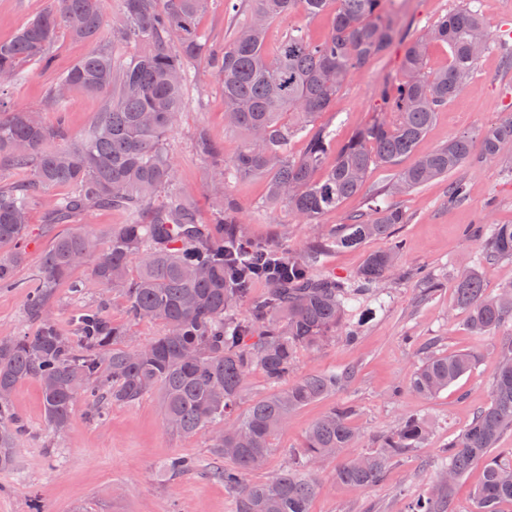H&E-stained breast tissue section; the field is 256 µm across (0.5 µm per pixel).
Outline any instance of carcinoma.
<instances>
[{
    "label": "carcinoma",
    "mask_w": 512,
    "mask_h": 512,
    "mask_svg": "<svg viewBox=\"0 0 512 512\" xmlns=\"http://www.w3.org/2000/svg\"><path fill=\"white\" fill-rule=\"evenodd\" d=\"M250 13L235 25L231 40L215 50L199 29V18L223 10L241 12L242 0H121V16L112 37L140 43L143 52L116 66L112 52L95 49L57 81L53 96L74 90L105 97L104 111L88 129L70 137L59 121L44 124L34 113L10 109L0 98V158L28 172L22 184L0 187V288H23L16 279L28 234V212L37 194L67 186L72 192L54 201L52 221L61 224L89 207L120 208L128 223L114 229L106 243L82 231L56 237L42 256L37 284L28 290L27 306L39 322L32 336L0 337V470L13 467L22 423L10 396L24 380L42 391L50 430L72 423L80 396L96 405L94 418L105 417L108 404L132 405L157 389L164 426L183 436L218 427L211 448L225 461L215 475L235 500V512H311L317 491L313 473L329 457H346L336 480L356 490L378 483L392 462L419 446L429 434L416 418L402 419L369 455H350L361 437L351 425L356 409L349 404L325 411L309 430L304 448L288 468L261 483L247 476L265 466L273 436L296 409L342 389L350 374L313 372L282 387L300 348L316 349L340 329L347 307L380 288L395 269L403 241L389 251L369 255L356 279L317 272L332 248L355 249L367 239L391 237L409 216L384 197L411 193L448 177L478 157L512 155V113L474 135H460L401 166L427 134L439 110L468 86L474 67L490 48L478 0H469L405 43L400 72L378 90L380 107L338 150L328 127L316 125L349 78L379 57L399 36L385 10L387 0H249ZM302 10L317 17L333 10L331 27L318 40L291 30L275 53L268 52V24ZM107 19L103 0H48L44 12L8 41H0V87L11 83L26 62L49 66V49L59 34L75 41H97ZM448 46L443 71L425 67L428 47ZM205 58L224 93V113L244 135L229 159L201 133L196 151L220 159L212 178L223 185L237 178L266 180V201L285 205L305 224H316L360 194L373 166L394 170L393 177L368 197V212L353 215L314 236L299 256L246 241L240 229L243 211L224 194L213 203L210 222L202 221L175 185L167 139L178 127L187 66ZM306 139L295 156L290 144ZM331 164H326L330 154ZM471 193L462 179L448 184V202L461 204ZM288 262V278L267 281L259 299L250 297L259 255ZM512 258V224L489 227L484 260ZM90 262V280L73 286L77 295L89 288L119 292L130 320L157 322L163 331L151 342L131 345V328L118 324L101 308L76 318L78 336L62 335L47 306L53 288L68 281L74 267ZM458 307L467 311L476 336L512 322V284L491 295L485 275L462 271L455 283ZM473 352L432 354L414 373L411 389L432 397L470 371ZM260 370L272 392L242 414L238 401L250 374ZM512 432V335L502 338L500 361L493 373L490 402L445 448L436 467L433 491L414 500L410 512H454V492L470 469L483 465L473 490V512H502L512 504V460L492 455ZM194 467L192 459L174 456L166 464L173 475Z\"/></svg>",
    "instance_id": "carcinoma-1"
}]
</instances>
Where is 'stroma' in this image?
I'll list each match as a JSON object with an SVG mask.
<instances>
[{
	"label": "stroma",
	"mask_w": 512,
	"mask_h": 512,
	"mask_svg": "<svg viewBox=\"0 0 512 512\" xmlns=\"http://www.w3.org/2000/svg\"><path fill=\"white\" fill-rule=\"evenodd\" d=\"M460 2L404 0L399 7L404 40L418 36L424 26ZM46 6L47 0H0V40L10 39ZM330 22L327 13L314 19L295 13L274 20L268 27V49L276 51L293 29L321 37ZM94 46L112 48L120 61L140 51L139 46L113 41L108 27L94 45L59 37L49 51L51 67L24 64L6 87L11 108L39 113L49 125L64 120L70 136L82 134L96 113L103 111V97L76 90L58 105L50 91L58 77ZM402 49V42L394 43L382 58L364 66L320 116L336 144H343L370 120L378 104L379 85L400 70ZM189 75L181 121L168 145L177 185L205 221L212 217V199L229 193L246 215L242 231L248 239L274 243L289 255H298L313 228L298 222L287 207L267 204L264 178L238 179L225 187L212 182L213 161L197 153L198 134H205L228 157L241 147L244 137L224 116V97L209 63L193 61ZM510 93L512 69L507 68L500 49H491L478 60L469 86L437 113L413 154L405 157V164H413L418 156L455 136L495 122ZM511 167L503 159L467 162L456 172L472 187L465 203L449 204L447 181H433L395 198V206L409 214L410 220L397 225L394 237L371 239L359 248L334 249L326 255L321 274L351 279L370 253L390 249L399 238L407 244L400 255L406 277L388 283L381 299L360 300L349 312L344 330L322 346L298 350L289 380L313 371L344 369L351 370V379L345 389L291 413L287 425L272 440L265 469L251 474V481H265L287 468L291 454L300 449L317 418L332 406L346 403L356 409L352 424L362 433L363 452L376 451L380 436L393 430L403 417L423 419L430 435L421 448L392 463L376 485L363 491L338 483L336 471L341 462L327 460L319 471L320 489L311 512H408L412 496L426 491L430 471L443 448L491 399L502 334L474 337L466 311L455 303L454 286L459 268L473 264L484 253L487 227L512 224V177L507 174ZM52 197V192H45L29 210L27 260L16 270L22 285L0 288V336L36 333L38 326L27 310L26 288L34 284L37 264L58 234L81 229L103 241L113 227L128 219L124 211L95 207L74 214L67 223L55 224L49 217ZM419 270L441 284L432 299L419 297V285L412 277ZM89 274V264L77 266L69 282L59 285L50 298L62 335L76 336L74 316L81 306H101L112 321L127 320L126 301L117 293L103 294L93 288L81 303H74L71 284L87 280ZM459 351L477 354L470 372L430 399L410 389L416 368L429 354ZM12 403L25 431L16 444L14 467L0 471V512H29L36 495L43 499L47 512H235L231 495L213 474L219 461L210 448V433L185 437L167 431L159 393L134 405L109 406L101 424L91 420L92 403L78 399L71 427L61 435L46 425L37 382L20 383ZM176 455L191 457L193 470L170 476L164 464Z\"/></svg>",
	"instance_id": "obj_1"
}]
</instances>
